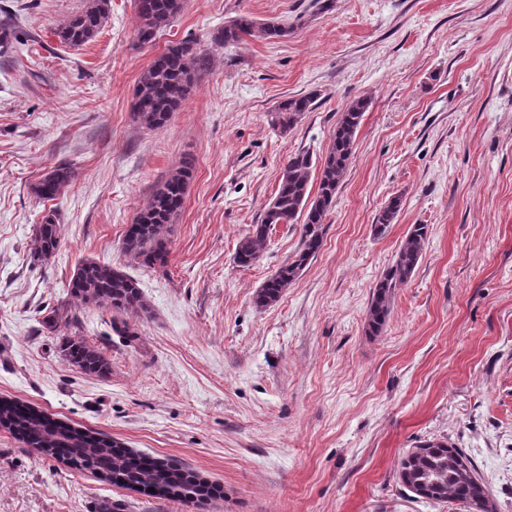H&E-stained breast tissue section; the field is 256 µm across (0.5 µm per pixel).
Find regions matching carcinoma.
I'll list each match as a JSON object with an SVG mask.
<instances>
[{
    "label": "carcinoma",
    "instance_id": "cac0c4a2",
    "mask_svg": "<svg viewBox=\"0 0 512 512\" xmlns=\"http://www.w3.org/2000/svg\"><path fill=\"white\" fill-rule=\"evenodd\" d=\"M136 37L141 45L151 43L166 30L184 7V0H135ZM110 0H86L82 11L57 29L60 41L79 47L92 41L107 23ZM279 39L288 36V27L274 21L258 23L240 15L210 33L214 45H234L243 37ZM213 58L195 38L169 44L141 74L135 89L134 119L153 129L164 127L200 78L209 73ZM312 97H293L280 102L272 116V125L281 132L292 130L311 109ZM369 101L358 98L341 113L331 142L322 156L315 158L300 150L288 158L282 168L275 196L267 205L260 223L237 245L234 262L249 267L259 259L268 230L276 224H293L305 215L300 246L257 290L253 302L258 308L274 305L285 290L301 275L323 243L324 222L337 187L352 160L356 135ZM194 169L186 158L153 191L125 232L122 249L138 264L146 267L166 264L167 235L184 205L186 187ZM317 175L318 190L311 195V178ZM75 177L70 165L54 167L34 186L43 200H53ZM401 207L400 197L390 198L376 217L378 235L386 233ZM428 235V226L414 224L401 241L392 262L373 286L366 313V332L380 333L391 314L397 288L410 281L420 262ZM60 244L54 214L35 225L29 249L30 262L46 263ZM73 302L53 308L44 318V328L55 331L77 321L75 309L89 304L118 315L146 316L149 305L137 280L123 271L94 261L82 263L67 284ZM68 361L90 375L104 376L109 363L93 346L83 340H70L64 347ZM0 425L6 426L27 445L46 457H62L105 481L137 488L172 499L211 496L212 487L196 481L195 476L164 458L133 453L113 444L99 434L54 422L33 408L15 401H0ZM398 478L415 497L432 503L454 501L468 503L492 494L465 452L448 445V440H428L406 451L398 460Z\"/></svg>",
    "mask_w": 512,
    "mask_h": 512
}]
</instances>
